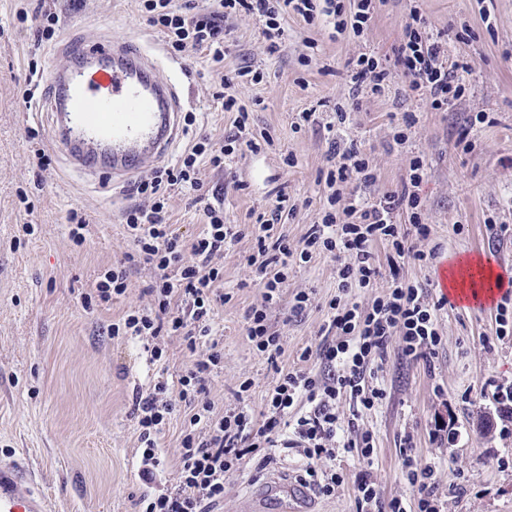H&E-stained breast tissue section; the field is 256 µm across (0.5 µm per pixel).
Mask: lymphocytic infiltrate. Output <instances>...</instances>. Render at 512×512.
I'll use <instances>...</instances> for the list:
<instances>
[{"instance_id": "f902f5d3", "label": "lymphocytic infiltrate", "mask_w": 512, "mask_h": 512, "mask_svg": "<svg viewBox=\"0 0 512 512\" xmlns=\"http://www.w3.org/2000/svg\"><path fill=\"white\" fill-rule=\"evenodd\" d=\"M384 0H210L206 8L190 0H139L149 26L162 36L167 48L183 52L192 48L206 51L214 66L224 64V19L245 12L258 16L270 52L282 46V20L295 13L308 24L320 23L336 34L361 35ZM463 61H449L448 42L427 30L418 6H411L405 37L392 56L377 58L363 54L345 64L353 97L379 95L393 77L404 79L409 90L427 98L430 107L448 111L462 93L457 79ZM238 113L237 131L222 145L201 137L171 167L156 171L148 180L135 184L141 204L125 212V224L134 249L123 264L106 269L94 285L100 302L125 295L129 283L127 268L144 262L155 276L147 292L150 308L128 310L113 333L156 340L182 337L194 354L180 374L177 388L157 381L149 393L139 396L134 412L143 444L139 478L156 480L160 459L157 435L175 409L176 402L189 406V424L183 432L179 468L174 484L160 493L141 497L143 512H211L224 499L226 477L241 470L244 462L257 458L259 466L274 463L279 451L300 450L306 464L300 476L305 485L324 495L335 492L343 479L330 463L337 450L356 452L364 463H372L374 440L371 432L359 430L339 412L341 399H349L353 414L372 410L384 398L372 380L382 369L392 339H399L400 354L407 361L427 359L441 344L438 313L445 300H432L422 286L402 281L400 267L409 261H426L424 252L414 250L407 235L396 224L397 213L409 215L418 234H426L421 198L417 192L424 176L420 159L410 163L408 176L399 189L385 193L375 203L360 207L350 203L338 208L340 189L357 192L373 183L376 176L357 143L343 146L331 142L330 166L323 175L328 190L321 220L311 225L303 239L301 260L313 253L327 252L337 258V293L328 303V321L316 348H305L300 363L291 368L278 364L284 352L281 338L272 331L268 307L276 303L288 279L292 257L285 237H272L288 209V197L279 194L259 220L256 250L248 256L254 266L264 303L249 307L244 315L246 335L255 349L276 365L278 377L265 392L264 409L254 415L248 406L216 414L206 397V383L224 360V347L214 323V309L227 303L224 271L213 259L228 241L238 238L235 225L224 221V200L203 193L202 165L223 170L224 161L240 148L258 151L255 139L243 137L248 116ZM178 188L193 196L203 221L201 232L184 240L169 222L167 192ZM390 246L387 256L390 282L370 308L353 302V289L373 287L381 275L372 246ZM316 360L317 368L305 363ZM405 477L413 489L409 498L385 497L370 471H361L354 485L356 512H440L431 478L432 466H420L412 456L403 459Z\"/></svg>"}]
</instances>
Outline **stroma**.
I'll list each match as a JSON object with an SVG mask.
<instances>
[{
  "mask_svg": "<svg viewBox=\"0 0 512 512\" xmlns=\"http://www.w3.org/2000/svg\"><path fill=\"white\" fill-rule=\"evenodd\" d=\"M16 3L0 0V458L24 462L55 512H136L147 488L138 478L133 398L158 380L175 379L189 352L181 337H168L154 361L145 340L111 333L129 308L149 306L146 289L154 270L148 264L131 267L126 295L84 307L97 277L132 248L123 213L133 191L114 193L111 181L71 168L56 151L49 169L32 166L27 134L37 131L40 147L49 149L52 118L44 97H24L28 65H73L66 51L71 41L128 42L156 57L159 75L179 82L183 111L197 116L171 152L174 160L198 135L222 141L234 131L235 115L217 98L219 78L205 54L170 53L140 18L137 0H81L76 6L46 0L61 20V34L52 42L38 38L35 18L16 19ZM410 5L385 0L358 37H334L296 15L285 16V40L274 54L256 16L240 13L224 22L225 72L249 66L263 73L260 82L236 85L232 93L248 110L253 135L271 143L257 154L232 155L223 172L207 168L202 174L205 189L224 196L225 223L244 229L217 259L231 299L214 311L224 345V361L207 383L216 412L242 401L261 410L277 377L276 366L244 330L245 310L262 301L245 263L254 246L248 228L278 193H286L302 204L274 233L300 247L326 205L318 178L332 140H356L365 152L376 174L361 191L369 204L400 187L412 159L423 160L419 195L429 233H410L409 240L428 259L405 264L404 280L434 288L438 268L482 250L504 256L501 273L512 279V0H419L432 32H468L467 40L448 41L449 60L469 64L461 75L463 94L449 111L432 110L399 78L383 94L353 105L345 63L363 53L391 55ZM340 111L346 114L342 123ZM306 112L311 122L303 121ZM479 113L487 114V122L471 124ZM465 127L472 143L467 152L455 145ZM400 130L406 140L398 145L393 136ZM22 189L33 213L19 201ZM73 209L88 221L80 247L68 235L66 215ZM336 265L332 255L316 253L290 267L280 301L268 310L284 347L278 366L297 365L302 350L319 342L326 303L337 293ZM300 291L310 293L311 305L301 320L286 321ZM495 327L491 310H442V342L429 365L406 362L399 340L391 341L372 381L387 396L357 419L374 436L372 475L385 495L412 494L401 453L408 443L420 464L435 468L441 512H512V403L494 398L495 388L512 387V336L497 339ZM245 382L251 388L243 394ZM189 416V408L177 403L162 427L166 480L177 475ZM301 464L294 451L263 469L247 462L225 480L224 500L214 512H237L244 497L271 477L298 479ZM335 466L343 483L331 495L312 494L313 512H355L353 483L363 465L356 453L341 450Z\"/></svg>",
  "mask_w": 512,
  "mask_h": 512,
  "instance_id": "stroma-1",
  "label": "stroma"
}]
</instances>
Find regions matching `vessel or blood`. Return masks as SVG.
I'll list each match as a JSON object with an SVG mask.
<instances>
[{"mask_svg":"<svg viewBox=\"0 0 512 512\" xmlns=\"http://www.w3.org/2000/svg\"><path fill=\"white\" fill-rule=\"evenodd\" d=\"M72 50L86 67L49 73L50 144L74 168L127 184L180 140L179 87L159 81L155 64L137 47L79 42ZM500 292L497 280L484 278L478 298L449 292L447 300L462 309L495 302ZM308 500L305 487L274 478L247 497L241 512H305ZM0 512H50L47 496L19 460L0 459Z\"/></svg>","mask_w":512,"mask_h":512,"instance_id":"1","label":"vessel or blood"}]
</instances>
